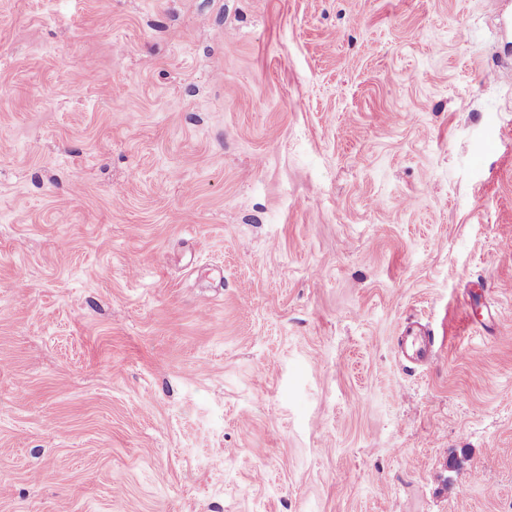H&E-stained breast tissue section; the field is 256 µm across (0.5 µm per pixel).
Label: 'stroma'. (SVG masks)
<instances>
[{
  "label": "stroma",
  "mask_w": 512,
  "mask_h": 512,
  "mask_svg": "<svg viewBox=\"0 0 512 512\" xmlns=\"http://www.w3.org/2000/svg\"><path fill=\"white\" fill-rule=\"evenodd\" d=\"M505 12L0 0V512H512ZM399 342L402 353L411 362H420L430 357L434 340L431 336L423 334L420 330L410 328L406 330Z\"/></svg>",
  "instance_id": "stroma-1"
}]
</instances>
